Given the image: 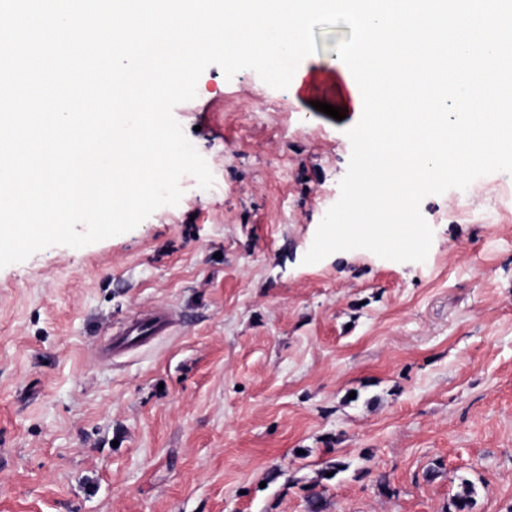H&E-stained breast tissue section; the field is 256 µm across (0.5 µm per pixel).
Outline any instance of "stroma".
<instances>
[{
	"mask_svg": "<svg viewBox=\"0 0 512 512\" xmlns=\"http://www.w3.org/2000/svg\"><path fill=\"white\" fill-rule=\"evenodd\" d=\"M317 101L208 67L173 115L210 189L0 269V512H512V175L426 197L425 261L304 263L359 120ZM174 320L175 316L171 310L153 311L139 315L126 326L122 336H126V341H132L161 333L168 329Z\"/></svg>",
	"mask_w": 512,
	"mask_h": 512,
	"instance_id": "stroma-1",
	"label": "stroma"
}]
</instances>
